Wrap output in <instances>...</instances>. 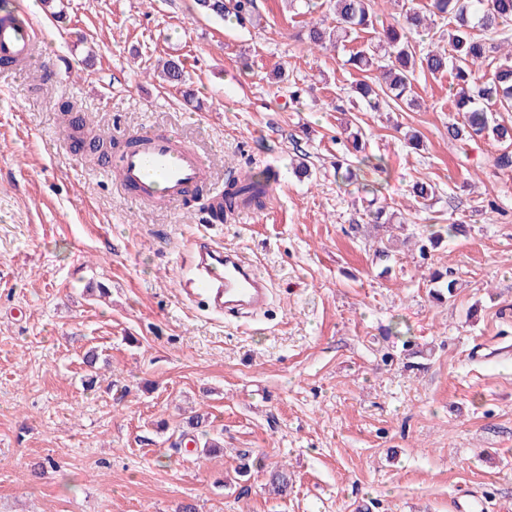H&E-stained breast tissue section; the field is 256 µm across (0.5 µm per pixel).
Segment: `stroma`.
I'll list each match as a JSON object with an SVG mask.
<instances>
[{"label":"stroma","instance_id":"stroma-1","mask_svg":"<svg viewBox=\"0 0 512 512\" xmlns=\"http://www.w3.org/2000/svg\"><path fill=\"white\" fill-rule=\"evenodd\" d=\"M63 4L7 0L48 35L0 67V512H512V168L493 167L495 143L449 140L450 74L416 72L413 108L352 103L370 74L299 39L328 0H256L245 25L193 0ZM171 58L185 85L160 79ZM66 104L93 130L184 140L218 190L270 169L263 208L211 228L198 202L137 201L61 142ZM348 126L386 161L391 223L336 171ZM455 221L464 233L421 257L424 227ZM204 236L259 258L267 316L179 292ZM482 343L494 357L471 358ZM196 411L222 448L181 439ZM243 454L263 468L239 482ZM279 467L285 498L268 490Z\"/></svg>","mask_w":512,"mask_h":512}]
</instances>
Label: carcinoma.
Masks as SVG:
<instances>
[{"label": "carcinoma", "instance_id": "1", "mask_svg": "<svg viewBox=\"0 0 512 512\" xmlns=\"http://www.w3.org/2000/svg\"><path fill=\"white\" fill-rule=\"evenodd\" d=\"M335 15L334 23H315L306 30L309 49H328L346 43L365 30L374 28L377 14L376 0H331ZM196 10L207 17L224 19L233 16L240 23L253 20L256 14L255 0H194ZM439 18L448 24L447 45L437 46L419 55L412 44V34L419 33ZM512 26V0H430L428 8H408L394 22L382 30L378 43H369L352 52L348 62L362 72H376L375 85L359 82L352 87L356 98L365 102L375 112L389 102H402L411 107L412 81L416 68L438 75L451 72L456 81L455 111L457 118L448 123V138L458 142L477 140L512 143V125L496 117L486 103L496 101L503 108H512V54L499 59L493 77L484 80L483 63L500 50V43L509 37ZM162 76L171 86L184 82L185 72L180 61L170 59L163 64ZM352 150L361 154L360 165L371 167L373 174L386 172L383 158L371 161L363 154L364 143L359 133L345 130ZM272 174L269 170H258L246 178L228 182L224 189V204L212 211L217 222L245 207H260L267 196ZM363 189L372 195L367 200V212L372 221L380 222L384 207L377 205L378 189L364 184ZM462 224H449L437 230H429L426 240L418 246L420 255L428 248L436 247L443 236H454L463 231ZM450 270H437L431 282L438 298L453 296L455 280ZM206 420L195 416L187 422L188 430L181 437L192 436L205 439L204 447L218 448V440L211 438ZM290 476L285 469L271 475V486L282 496L288 495Z\"/></svg>", "mask_w": 512, "mask_h": 512}]
</instances>
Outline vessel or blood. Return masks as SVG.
I'll return each mask as SVG.
<instances>
[{
    "label": "vessel or blood",
    "instance_id": "b4317fda",
    "mask_svg": "<svg viewBox=\"0 0 512 512\" xmlns=\"http://www.w3.org/2000/svg\"><path fill=\"white\" fill-rule=\"evenodd\" d=\"M39 30L32 21L0 18V57L33 60ZM134 145L114 159L121 188L134 191L146 203H182L208 181L205 157L190 144L169 135L134 133ZM182 292L204 301L220 314L254 315L269 302V284L246 254L201 241L195 274L181 283Z\"/></svg>",
    "mask_w": 512,
    "mask_h": 512
}]
</instances>
